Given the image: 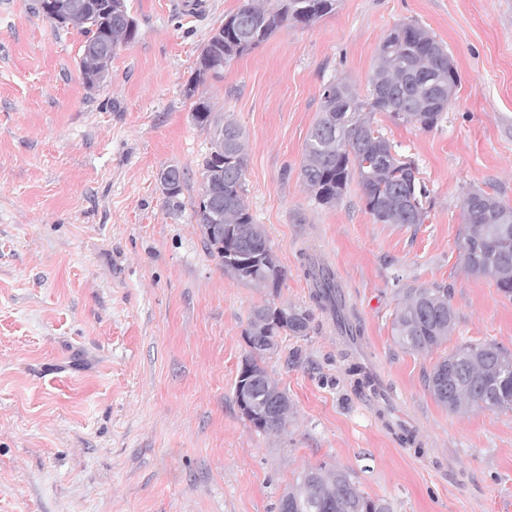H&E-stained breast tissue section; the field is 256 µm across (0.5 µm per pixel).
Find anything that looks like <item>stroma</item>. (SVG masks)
Segmentation results:
<instances>
[{
    "mask_svg": "<svg viewBox=\"0 0 512 512\" xmlns=\"http://www.w3.org/2000/svg\"><path fill=\"white\" fill-rule=\"evenodd\" d=\"M243 0H128L136 39L87 88L83 34L36 0H0V512H278L309 466L352 470L390 512H512V412L448 413L425 379L463 343L512 352V299L467 273L468 191L512 205V0H337L233 59L203 91L244 130L246 198L285 279L278 294L210 256L192 203L210 135L184 89L200 47ZM415 20L460 82L437 128L372 120L414 160L432 201L415 228L376 223L351 181L333 207L299 179L328 79L367 96L383 37ZM187 169L184 206L158 176ZM332 267L363 348L398 399L379 415L327 314L266 368L294 404L256 430L235 382L254 306L312 308L303 254ZM447 288L446 344L413 352L392 319L410 285Z\"/></svg>",
    "mask_w": 512,
    "mask_h": 512,
    "instance_id": "stroma-1",
    "label": "stroma"
}]
</instances>
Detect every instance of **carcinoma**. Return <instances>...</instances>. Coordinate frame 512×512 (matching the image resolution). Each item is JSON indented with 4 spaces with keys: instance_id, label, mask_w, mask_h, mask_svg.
Here are the masks:
<instances>
[{
    "instance_id": "1",
    "label": "carcinoma",
    "mask_w": 512,
    "mask_h": 512,
    "mask_svg": "<svg viewBox=\"0 0 512 512\" xmlns=\"http://www.w3.org/2000/svg\"><path fill=\"white\" fill-rule=\"evenodd\" d=\"M59 0H46L43 13L85 36L80 62L84 84L103 83L112 56L133 42L138 27L126 0H74L76 12L60 13ZM244 0L200 49L194 79L186 86L193 100L192 118L210 131L211 147L202 160L201 183L194 216L224 271L237 280L278 293L285 272L277 263L268 239L255 224L245 199L244 175L247 143L239 125L215 119L214 103L198 93L208 80L220 78L224 64L251 52L286 25L307 27L331 14L336 0ZM458 73L448 65V49L417 23L394 26L380 43L378 65L370 79L369 96L358 98L351 86L331 81L323 87L319 115L304 143L299 177L320 206L332 207L356 177L363 189L365 209L381 224L402 227L422 224L428 218L429 189L417 177L418 167L399 158L395 146L372 127L371 115L386 112L396 123L422 131L436 128L447 112L457 88ZM185 172L164 195L172 210L183 207ZM222 224L224 232L209 225ZM462 266L476 275H490L498 290L512 298V206L482 190L469 192L464 202V225L458 242ZM305 275L311 279L312 299L329 311L348 336L359 329L336 303L335 276L308 260ZM448 289L439 285H411L403 289L392 321L396 342L405 349L430 352L448 342L455 325ZM313 312L308 308L267 302L250 314L245 336L251 342L247 355L248 377L237 378L235 395L248 391L265 402L280 405L264 415L243 414L256 429L286 428L292 403L271 379L265 361L276 353L279 338L308 335ZM512 354L495 343H465L440 359L428 377L435 401L454 414L477 408L512 411ZM288 512H388L378 500L363 495L351 472L338 467H311L288 486Z\"/></svg>"
}]
</instances>
